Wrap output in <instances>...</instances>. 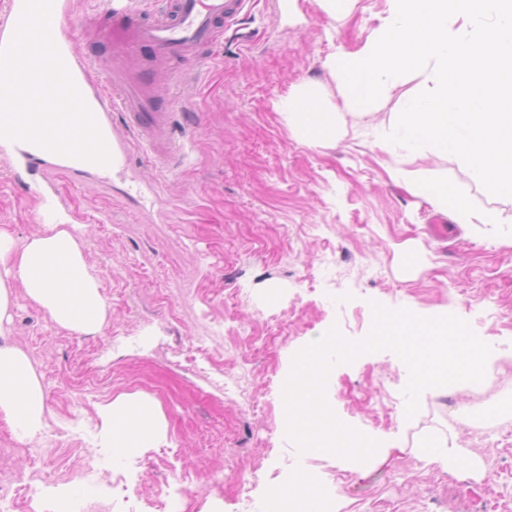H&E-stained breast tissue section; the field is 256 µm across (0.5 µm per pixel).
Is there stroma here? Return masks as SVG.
<instances>
[{
  "label": "stroma",
  "mask_w": 512,
  "mask_h": 512,
  "mask_svg": "<svg viewBox=\"0 0 512 512\" xmlns=\"http://www.w3.org/2000/svg\"><path fill=\"white\" fill-rule=\"evenodd\" d=\"M384 10L357 0L334 18L318 0H254L248 41L225 34L186 91L173 133L191 137L175 170L136 148L109 174L37 165L18 179L0 166V228L40 232L34 187L55 184L85 226L110 309L101 332L77 335L14 290L0 340L29 355L46 406L33 440L0 415V485L23 468L44 488L34 500L16 490L15 512H271L301 473L324 512H512V198L488 194L454 157L379 149L422 89L416 74L348 111L323 63L362 47ZM311 84L343 114L336 145L296 139L276 109ZM424 179L451 183L484 223L432 239L438 209L406 188ZM376 303L467 321L492 348L495 378L479 400L468 387L421 394L410 417L407 366L389 350L361 354L333 365L325 398L377 450L365 461L299 450L282 399L295 356L334 327L365 339ZM137 392L160 404L167 437L119 461L101 445L98 407ZM438 439L472 467L427 463Z\"/></svg>",
  "instance_id": "1"
}]
</instances>
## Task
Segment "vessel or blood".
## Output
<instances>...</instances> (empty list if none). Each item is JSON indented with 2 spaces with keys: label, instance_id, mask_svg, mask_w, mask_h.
Returning <instances> with one entry per match:
<instances>
[{
  "label": "vessel or blood",
  "instance_id": "b4317fda",
  "mask_svg": "<svg viewBox=\"0 0 512 512\" xmlns=\"http://www.w3.org/2000/svg\"><path fill=\"white\" fill-rule=\"evenodd\" d=\"M251 0H166L155 9L144 0H106L90 19L74 15L65 0H51L61 26L50 37L83 102L108 125L120 113L125 136L113 138L112 160L128 158L130 138L145 147L154 167L167 169L179 159L182 145L173 134V117L182 89L198 78V65L237 29ZM25 0H7L0 10V48L7 46L19 25ZM93 25L99 39L112 41L110 55L80 53L73 47L72 26ZM169 88L158 93L156 75Z\"/></svg>",
  "mask_w": 512,
  "mask_h": 512
}]
</instances>
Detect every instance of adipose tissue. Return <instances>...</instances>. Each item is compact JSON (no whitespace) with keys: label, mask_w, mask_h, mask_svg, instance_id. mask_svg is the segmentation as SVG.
<instances>
[{"label":"adipose tissue","mask_w":512,"mask_h":512,"mask_svg":"<svg viewBox=\"0 0 512 512\" xmlns=\"http://www.w3.org/2000/svg\"><path fill=\"white\" fill-rule=\"evenodd\" d=\"M277 109L289 132L306 144L323 145L341 131V113L325 106L311 87L281 98ZM412 190L461 223L474 218L468 200L448 181L421 180ZM43 215L42 231L20 243L0 229V326L10 319L18 284L58 327L80 335L101 332L109 310L86 259L83 227L56 220L48 209ZM44 410L43 388L30 357L21 348L1 344L0 414L18 438L30 440L44 429ZM99 414L104 443L118 459L155 447L166 434L158 403L145 395L119 394L102 404Z\"/></svg>","instance_id":"1"}]
</instances>
